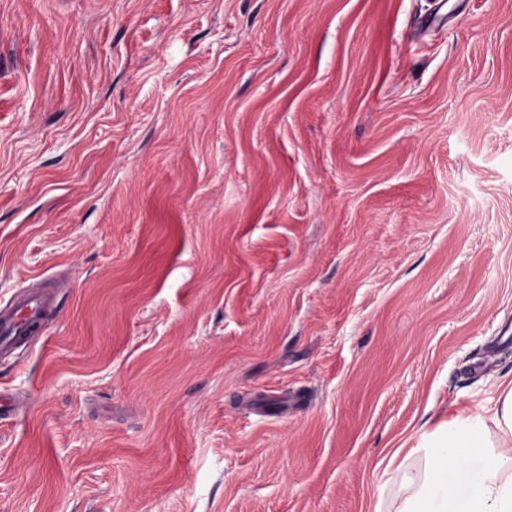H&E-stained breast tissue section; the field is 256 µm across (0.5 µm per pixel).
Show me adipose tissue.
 I'll return each instance as SVG.
<instances>
[{"label":"adipose tissue","mask_w":512,"mask_h":512,"mask_svg":"<svg viewBox=\"0 0 512 512\" xmlns=\"http://www.w3.org/2000/svg\"><path fill=\"white\" fill-rule=\"evenodd\" d=\"M435 441L409 450L393 471L375 512H512V382L492 407L440 424ZM467 476L463 490L450 471Z\"/></svg>","instance_id":"1"}]
</instances>
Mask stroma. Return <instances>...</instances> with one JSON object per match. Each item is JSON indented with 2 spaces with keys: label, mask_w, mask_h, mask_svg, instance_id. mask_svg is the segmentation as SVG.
Masks as SVG:
<instances>
[{
  "label": "stroma",
  "mask_w": 512,
  "mask_h": 512,
  "mask_svg": "<svg viewBox=\"0 0 512 512\" xmlns=\"http://www.w3.org/2000/svg\"><path fill=\"white\" fill-rule=\"evenodd\" d=\"M0 512H374L512 378V0H0ZM54 301V293L26 290L9 303L7 313L0 311V353L12 350L27 336L30 326L40 322Z\"/></svg>",
  "instance_id": "1"
}]
</instances>
